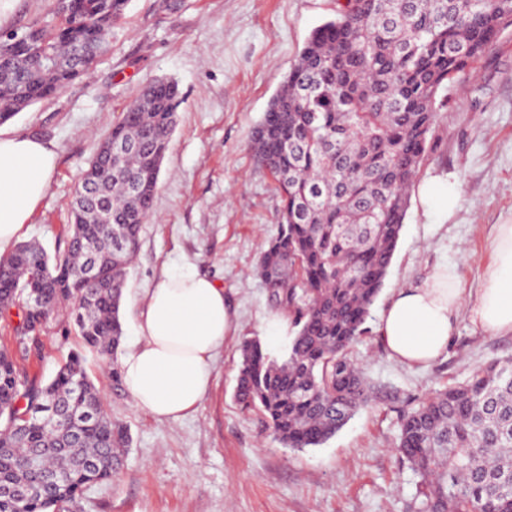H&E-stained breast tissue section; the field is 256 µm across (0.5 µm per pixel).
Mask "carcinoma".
<instances>
[{"mask_svg": "<svg viewBox=\"0 0 512 512\" xmlns=\"http://www.w3.org/2000/svg\"><path fill=\"white\" fill-rule=\"evenodd\" d=\"M127 4L64 0L51 21L28 27V43L0 65V123L83 77L78 53L98 57ZM511 27L512 0H336L334 18L310 33L272 97L250 149L274 177L282 209L257 274L295 334L282 361L256 339L242 343L235 398L283 447L324 444L382 393L352 347L367 333L410 189L432 150L442 92ZM181 103L177 83L151 84L88 160L65 247L51 256L29 242L0 262V318L17 319L19 344L45 331L54 309L78 336L45 385L0 349V512H72L86 487L122 465L128 431L104 409L87 361L114 357L121 345L129 269ZM118 141L136 148L112 159V176L94 180L88 198L97 158ZM89 257L95 287L78 275ZM33 291L44 297L38 308L27 304ZM46 401L57 404V420L26 418ZM91 406L92 421L63 425ZM396 450L420 477L411 512H512V358L410 402ZM11 486L37 493L10 501Z\"/></svg>", "mask_w": 512, "mask_h": 512, "instance_id": "carcinoma-1", "label": "carcinoma"}]
</instances>
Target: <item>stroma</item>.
<instances>
[{
  "label": "stroma",
  "mask_w": 512,
  "mask_h": 512,
  "mask_svg": "<svg viewBox=\"0 0 512 512\" xmlns=\"http://www.w3.org/2000/svg\"><path fill=\"white\" fill-rule=\"evenodd\" d=\"M334 0H130L87 79L24 109L8 128L54 145L56 169L23 240L55 251L66 239L79 176L113 121L155 79L177 82L182 105L162 164L153 217L144 224L121 315L125 340L136 311L165 273L194 269L224 286L237 314L213 364V385L192 415L156 421L135 408L111 367L89 359L91 376L131 446L112 481L85 490L77 512H407L417 475L395 451L400 413L462 381L472 367L512 356V333L490 336L460 314L448 353L427 368L392 358L375 332L392 293L414 288L441 262L457 266L476 292L493 225L512 224V32L469 74L450 85L436 146L417 180L456 181L453 213L409 207L370 333L352 349L368 377L394 400L361 410L315 448L282 447L265 419L232 397L243 338L259 337L283 359L294 336L268 306L253 273L277 231L280 199L271 175L247 148L252 133L309 33L335 15ZM64 319L50 321L40 356L21 371L48 382L75 347Z\"/></svg>",
  "instance_id": "stroma-1"
}]
</instances>
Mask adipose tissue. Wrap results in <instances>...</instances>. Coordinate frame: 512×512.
Listing matches in <instances>:
<instances>
[{
  "instance_id": "ef3b65f1",
  "label": "adipose tissue",
  "mask_w": 512,
  "mask_h": 512,
  "mask_svg": "<svg viewBox=\"0 0 512 512\" xmlns=\"http://www.w3.org/2000/svg\"><path fill=\"white\" fill-rule=\"evenodd\" d=\"M56 168L40 138L0 128V260L28 224ZM492 261L476 295H467L455 265L435 266L423 285L394 293L377 335L400 363L430 366L448 350L459 312L491 334L512 332V224L493 225ZM138 335L120 362L133 405L160 422L193 414L211 389L212 363L235 324L224 288L204 274L165 275L137 312Z\"/></svg>"
}]
</instances>
